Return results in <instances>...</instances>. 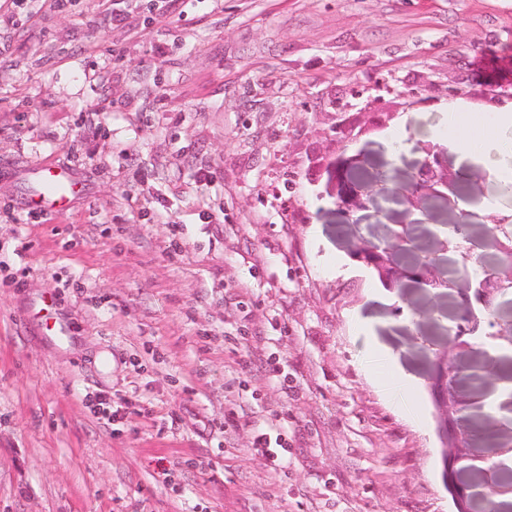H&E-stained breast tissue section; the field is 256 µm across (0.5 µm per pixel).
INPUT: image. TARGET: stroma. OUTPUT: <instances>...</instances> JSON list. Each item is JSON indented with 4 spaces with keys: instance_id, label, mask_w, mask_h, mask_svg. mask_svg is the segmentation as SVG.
Segmentation results:
<instances>
[{
    "instance_id": "1",
    "label": "stroma",
    "mask_w": 512,
    "mask_h": 512,
    "mask_svg": "<svg viewBox=\"0 0 512 512\" xmlns=\"http://www.w3.org/2000/svg\"><path fill=\"white\" fill-rule=\"evenodd\" d=\"M37 7L23 21L0 12L12 51L0 63V512H455L427 388L455 297L394 294L352 265L350 246L402 223V209L379 197L340 223L322 166L337 127L371 105L391 114L352 145L364 180H408L421 144L440 145L449 170L480 176L459 194L490 261L489 217L512 216V190L443 136L447 111L409 101L458 94L512 113V95L488 98L480 80L512 85V0H200L189 21L128 0L114 29L100 25L106 0ZM46 159L85 188L55 220L21 201ZM203 165L215 183L196 181ZM129 172L139 214L121 203ZM160 197L171 224L150 218ZM204 207L223 223H204ZM46 294L73 327L66 343L27 315ZM241 300L252 409L296 429L276 491L246 431L221 430L237 367L224 334ZM272 353L290 394L262 379ZM372 354L408 384L418 421L384 393ZM89 392L134 410L108 423ZM458 426L478 454L512 442L482 409Z\"/></svg>"
}]
</instances>
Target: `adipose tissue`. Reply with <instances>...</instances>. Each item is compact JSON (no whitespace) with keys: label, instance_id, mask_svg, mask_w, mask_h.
Returning a JSON list of instances; mask_svg holds the SVG:
<instances>
[{"label":"adipose tissue","instance_id":"adipose-tissue-1","mask_svg":"<svg viewBox=\"0 0 512 512\" xmlns=\"http://www.w3.org/2000/svg\"><path fill=\"white\" fill-rule=\"evenodd\" d=\"M445 133L463 154L484 159L502 184L512 183V113L487 114L477 125L452 114Z\"/></svg>","mask_w":512,"mask_h":512}]
</instances>
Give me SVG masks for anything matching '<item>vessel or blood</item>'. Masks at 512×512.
Instances as JSON below:
<instances>
[{"label":"vessel or blood","instance_id":"obj_1","mask_svg":"<svg viewBox=\"0 0 512 512\" xmlns=\"http://www.w3.org/2000/svg\"><path fill=\"white\" fill-rule=\"evenodd\" d=\"M29 175L30 186L24 197L25 204L43 216L65 214L82 193V186L70 167L37 163L31 166Z\"/></svg>","mask_w":512,"mask_h":512}]
</instances>
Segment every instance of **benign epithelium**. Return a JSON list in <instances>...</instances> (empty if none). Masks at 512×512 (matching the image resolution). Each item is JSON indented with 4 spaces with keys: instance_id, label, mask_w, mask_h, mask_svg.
<instances>
[{
    "instance_id": "obj_1",
    "label": "benign epithelium",
    "mask_w": 512,
    "mask_h": 512,
    "mask_svg": "<svg viewBox=\"0 0 512 512\" xmlns=\"http://www.w3.org/2000/svg\"><path fill=\"white\" fill-rule=\"evenodd\" d=\"M420 149L424 159L409 184L401 186L385 175L374 183L372 192L365 183L352 177V173L363 166V154H349L347 149H340L324 166L323 195L332 200L341 222H357L356 215L368 208L374 193L404 207L413 224H424L428 220L423 201L431 196L448 201L452 208L457 207V185L466 179V174L448 171L442 164L439 145L427 142L421 144ZM469 224L470 214L460 211V221L442 226L436 235L438 250L424 255L423 262L418 265L406 266L398 261L403 251L415 247V240L406 224H393L382 239H362L348 251L353 264L372 270L378 282L389 291L409 281L428 292L443 289L456 292L459 315L451 317L448 325V347L435 352L430 382L437 429L443 445L442 478L453 498L456 512H469L476 497L493 501L512 494L511 489L496 482V477L507 469L502 458L512 456V446L498 443L482 454L474 455L469 450V440L464 438L453 419V414L479 406L484 400V393L480 391L462 398L453 390L451 377L456 357L472 347V340L478 338L481 322L492 313L495 299L512 290V237H491L485 242L484 247L494 251L496 262L490 273L478 276L472 272V250L467 246ZM453 245L464 250V259L457 263L453 276L445 278L439 273L440 254ZM466 470L483 475L479 486L460 479V474Z\"/></svg>"
}]
</instances>
